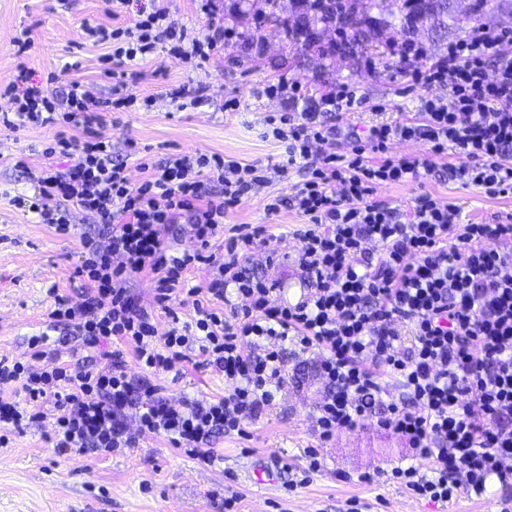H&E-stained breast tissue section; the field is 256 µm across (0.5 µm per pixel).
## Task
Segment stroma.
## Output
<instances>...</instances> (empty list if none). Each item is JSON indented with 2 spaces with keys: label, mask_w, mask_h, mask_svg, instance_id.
I'll return each instance as SVG.
<instances>
[{
  "label": "stroma",
  "mask_w": 512,
  "mask_h": 512,
  "mask_svg": "<svg viewBox=\"0 0 512 512\" xmlns=\"http://www.w3.org/2000/svg\"><path fill=\"white\" fill-rule=\"evenodd\" d=\"M216 21L232 30L233 38L203 65L157 51L145 61L136 93L153 95L150 108H132L107 116L106 131L112 151L124 155L127 140H134L146 155L158 160L171 153H217L241 162L277 164L285 161V146L268 136L266 118L288 109L282 97L262 95L261 89L285 76L308 93L326 86L354 87L369 102L387 109L384 120L417 118L427 91L409 87L408 71L423 68L446 53L448 39L465 35L473 25L463 16L457 0L458 19L449 20L447 40L433 39L427 29L408 34L400 19L383 30L382 42L347 57H302L290 53L281 26L265 24L254 38H246V23L235 17L230 0H215ZM110 24L104 0H0V83L12 80L18 59L13 39L20 29L32 28L35 45L26 63L37 77L68 69L70 78L90 86L101 96L112 94V81L101 74V57L107 48L87 40L84 21ZM421 44L423 56L409 62L392 49L406 39ZM202 83L208 88L206 103L176 109L165 95L170 85ZM236 96L240 108L222 111L226 96ZM54 126L28 125L16 130L0 127V356L43 363L29 356L28 340L42 331L55 294L79 297L82 284L74 279L77 261L75 240L59 236L33 214L17 208L12 199L30 190L25 168H38L41 151L52 141ZM25 168H18V160ZM457 152L435 158L436 173L417 182L388 185L378 200L404 209L424 192L452 204L461 223H493L512 215V194L491 197L474 185L453 178L450 167L462 163ZM301 177L290 173L259 191L243 197L224 216L225 227L263 225L267 251L249 262L250 270L281 283L285 296L297 298L300 283L292 259L298 247L293 232L304 219L285 208L267 214V196L290 197ZM316 358L306 354L287 357V384L274 406L250 425L249 439L227 435L214 446L219 457L204 466L172 448L167 437H144L138 447L112 456L94 453L58 455L48 437L51 421L10 435L0 445V512H224L225 497L236 499L233 512H501L512 492L490 480L483 493H461L453 502L437 505L413 498L391 480L354 481L353 476L379 465L391 468L404 462L406 450L394 435L364 421L353 430L337 434L323 448L324 465L306 485L289 489L292 472L305 466L304 451L314 443L315 406L322 386L315 371ZM165 396L188 393L199 398L222 397V376L190 362L177 364L159 378ZM256 457L275 459L273 482L259 485L245 477V466ZM350 481H341V474Z\"/></svg>",
  "instance_id": "1"
}]
</instances>
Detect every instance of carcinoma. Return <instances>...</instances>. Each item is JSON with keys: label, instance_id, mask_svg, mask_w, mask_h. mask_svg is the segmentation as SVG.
I'll return each instance as SVG.
<instances>
[{"label": "carcinoma", "instance_id": "1", "mask_svg": "<svg viewBox=\"0 0 512 512\" xmlns=\"http://www.w3.org/2000/svg\"><path fill=\"white\" fill-rule=\"evenodd\" d=\"M453 0H291V10L280 16L279 0H233L238 17L252 21L254 29L262 24L276 23L288 36V47L301 56L347 53L372 42L377 29L369 25L371 12L383 15L402 14L407 21V32L416 33L421 20H434L437 33L448 26V10ZM350 35L341 43L325 39L329 32Z\"/></svg>", "mask_w": 512, "mask_h": 512}]
</instances>
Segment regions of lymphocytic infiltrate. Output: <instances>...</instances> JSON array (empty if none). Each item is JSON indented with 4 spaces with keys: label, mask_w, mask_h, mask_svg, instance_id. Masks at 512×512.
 I'll use <instances>...</instances> for the list:
<instances>
[{
    "label": "lymphocytic infiltrate",
    "mask_w": 512,
    "mask_h": 512,
    "mask_svg": "<svg viewBox=\"0 0 512 512\" xmlns=\"http://www.w3.org/2000/svg\"><path fill=\"white\" fill-rule=\"evenodd\" d=\"M200 9L209 22L193 37L162 0H112L115 26L84 23L85 35L112 47L105 71L114 82L111 97L65 73L41 80L26 68L0 90L12 103L0 113L1 126L75 131L43 149L44 164L27 172L33 195L14 203L58 235L78 239L74 276L84 283L79 299L56 296L49 313L50 329L74 342L76 359L56 356L43 333L28 342L32 357L45 362L41 371L0 357V444L44 420L50 405L58 454L109 455L163 435L209 464L213 438L245 435L285 387L290 349L316 354L323 385L315 444L305 451L309 472L320 471L321 450L338 432L371 418L404 442L413 462L373 467L358 474L360 482L388 472L414 497L442 504L464 490L483 492L493 478L512 488V224L460 223L456 208L428 192L404 210L375 198L381 187L430 175L433 158L451 149L463 158L457 179L493 197L512 193V60L490 64L491 51L511 43L512 31L480 24L449 42L445 56L412 76L429 91L420 120L373 123L351 135L346 154L317 146L336 138L345 114L360 105L355 91L328 88L307 97L282 78L265 94L303 106L267 118L272 137L285 145V162L173 154L140 163L145 178L131 185L125 158L113 156L112 138L101 130L104 115L151 104L128 83L140 79L139 61L158 45L199 65L223 48L231 34L213 22L214 0H200ZM395 140L425 141L428 155L390 156ZM293 169L303 171L302 183L289 201L274 197L265 209L274 214L287 203L306 219L295 231L303 292L278 302L277 283L242 266L265 245L263 226L233 227L220 255L212 241L224 235L228 210ZM73 205L97 223L96 232L73 224ZM183 231L193 247L173 248L171 239ZM199 264L210 270L202 288L186 277ZM141 275L154 284L150 309L128 289ZM178 293L190 301L193 321L174 308ZM114 341L118 349L105 351ZM127 346L140 378L127 370ZM195 352L228 390L217 400L163 397L154 377ZM395 386L401 397L392 395ZM7 389L19 390L22 400L4 398ZM419 459L426 471L416 467Z\"/></svg>",
    "instance_id": "1"
}]
</instances>
